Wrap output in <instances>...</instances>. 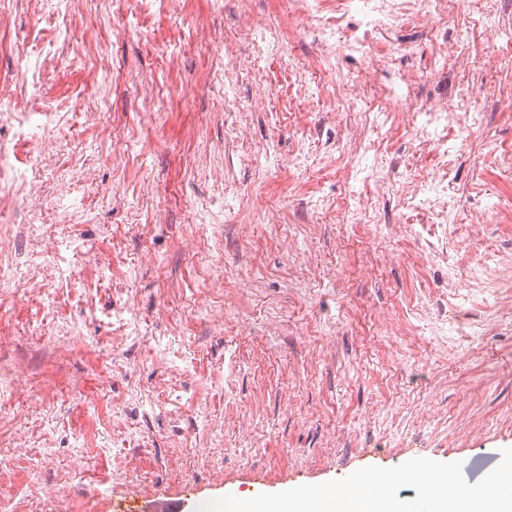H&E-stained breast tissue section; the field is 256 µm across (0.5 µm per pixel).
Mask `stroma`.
<instances>
[{"label": "stroma", "mask_w": 512, "mask_h": 512, "mask_svg": "<svg viewBox=\"0 0 512 512\" xmlns=\"http://www.w3.org/2000/svg\"><path fill=\"white\" fill-rule=\"evenodd\" d=\"M111 66L85 58L46 81L33 107L59 108L50 190L74 166L96 179L73 192L83 224L44 222L72 277L0 294V512H115L117 503L174 495L188 512L255 486L275 493L341 479L365 466L424 457L459 461L468 482L512 448V40L468 75L487 123L474 130L448 195L454 245L433 262L405 224L308 223L309 198H347L326 143L350 115L328 121L319 96L298 99L289 58L318 62L311 38L293 56L270 51L268 108L249 112V86L224 97L225 52L254 58L246 28L216 0H183L177 21L140 0H92ZM207 21L221 43L201 45ZM16 12L0 28V85L18 82L19 55L50 36ZM160 91L139 111L137 79ZM209 87L210 111L186 102ZM194 130L186 139V130ZM305 148L309 166L290 163ZM223 169V178L212 175ZM491 215L461 219L474 194ZM124 204L116 208L112 196ZM277 207L281 222L264 223ZM496 251V293L470 289L472 335L434 336L425 318L449 276L467 277ZM130 306L139 341L120 345L116 307Z\"/></svg>", "instance_id": "stroma-1"}]
</instances>
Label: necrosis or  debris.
<instances>
[{
    "instance_id": "necrosis-or-debris-1",
    "label": "necrosis or debris",
    "mask_w": 512,
    "mask_h": 512,
    "mask_svg": "<svg viewBox=\"0 0 512 512\" xmlns=\"http://www.w3.org/2000/svg\"><path fill=\"white\" fill-rule=\"evenodd\" d=\"M456 3L336 0L335 7L325 9L321 0H291L284 18L255 13L253 0L232 3L236 15L250 20L248 32L257 58L266 47L283 44L286 36L308 35L320 46L324 59L345 55L361 60L363 67L356 75L339 78L324 90L328 114L351 112L365 118L362 131L338 148L347 159L343 177L363 194L390 189L399 208L413 212L423 252L441 261L448 257V193L467 148L465 135L483 126L484 114L476 105L473 86L424 100L416 97L414 88L420 79H440L446 64L468 70L477 56V43L449 36L443 24ZM407 33L422 35L433 46L434 60L422 72L396 64L397 55L407 49L403 39ZM72 52L68 39L58 37L35 57H22L21 79L8 88L9 108L0 113V125L8 124L15 132L14 142L0 143V214L21 215L24 229L35 239L43 236L39 222L49 187L41 170L57 152L54 132L59 113L52 107L31 109L29 100L47 76L69 61ZM379 73L386 78L387 106L374 114L362 102L365 87ZM397 126L410 127L417 152L430 156V165L408 175L401 173L395 159L386 174L370 165L371 152L387 148V133ZM32 140L39 143L34 153L24 148Z\"/></svg>"
}]
</instances>
